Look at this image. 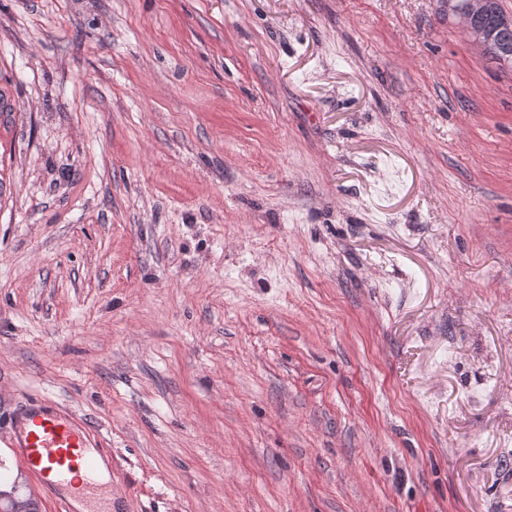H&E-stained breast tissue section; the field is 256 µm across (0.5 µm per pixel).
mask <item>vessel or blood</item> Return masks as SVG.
Returning <instances> with one entry per match:
<instances>
[{
  "mask_svg": "<svg viewBox=\"0 0 512 512\" xmlns=\"http://www.w3.org/2000/svg\"><path fill=\"white\" fill-rule=\"evenodd\" d=\"M8 432L19 464L65 512H112L94 505L112 472L111 453L96 447L92 435L56 402L30 398L12 418Z\"/></svg>",
  "mask_w": 512,
  "mask_h": 512,
  "instance_id": "1",
  "label": "vessel or blood"
}]
</instances>
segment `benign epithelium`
Segmentation results:
<instances>
[{
  "label": "benign epithelium",
  "mask_w": 512,
  "mask_h": 512,
  "mask_svg": "<svg viewBox=\"0 0 512 512\" xmlns=\"http://www.w3.org/2000/svg\"><path fill=\"white\" fill-rule=\"evenodd\" d=\"M455 25L469 41L494 58L500 65L512 68V13L491 10V0H443ZM0 512H30L28 501L0 494Z\"/></svg>",
  "instance_id": "7a95c632"
}]
</instances>
